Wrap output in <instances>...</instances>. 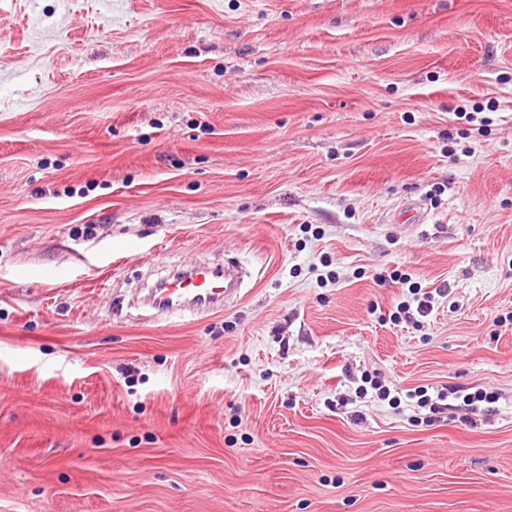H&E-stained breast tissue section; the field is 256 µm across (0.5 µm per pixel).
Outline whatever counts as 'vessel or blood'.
Listing matches in <instances>:
<instances>
[{"instance_id": "vessel-or-blood-1", "label": "vessel or blood", "mask_w": 512, "mask_h": 512, "mask_svg": "<svg viewBox=\"0 0 512 512\" xmlns=\"http://www.w3.org/2000/svg\"><path fill=\"white\" fill-rule=\"evenodd\" d=\"M238 271L233 266L201 262L157 281L144 297L147 306L167 315L210 311L221 307L237 291Z\"/></svg>"}]
</instances>
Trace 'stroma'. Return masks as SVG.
I'll return each mask as SVG.
<instances>
[{
    "label": "stroma",
    "mask_w": 512,
    "mask_h": 512,
    "mask_svg": "<svg viewBox=\"0 0 512 512\" xmlns=\"http://www.w3.org/2000/svg\"><path fill=\"white\" fill-rule=\"evenodd\" d=\"M0 512H512V0H0ZM233 266L197 262L163 278L147 289L144 303L169 316L186 311H210L223 305L240 288ZM447 392L443 390L438 392L435 399L431 396L427 395L426 391H418V394H414V398H417L416 405L419 408H428L429 412L432 414L435 413H443L444 410L452 409L454 407L453 404L449 403L450 400H458L461 396H458L460 390L448 387Z\"/></svg>",
    "instance_id": "35a3bbf8"
}]
</instances>
